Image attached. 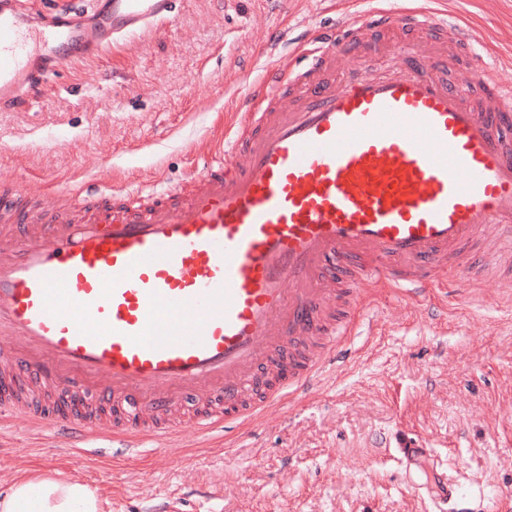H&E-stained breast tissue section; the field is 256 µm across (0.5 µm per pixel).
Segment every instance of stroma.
<instances>
[{
	"label": "stroma",
	"instance_id": "obj_1",
	"mask_svg": "<svg viewBox=\"0 0 512 512\" xmlns=\"http://www.w3.org/2000/svg\"><path fill=\"white\" fill-rule=\"evenodd\" d=\"M475 38L468 68L512 73V0H403ZM363 0H185L170 27L73 63L22 111H0V168L67 189L177 184L225 129L251 81L298 66L313 30ZM348 358L310 393L250 428L136 452L94 442L90 464L45 430L0 431V497L22 479L72 472L100 512H426L441 472L402 468L397 443L436 449L464 493L512 512V293L416 302L369 298Z\"/></svg>",
	"mask_w": 512,
	"mask_h": 512
}]
</instances>
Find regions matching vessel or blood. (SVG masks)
<instances>
[{"label": "vessel or blood", "mask_w": 512, "mask_h": 512, "mask_svg": "<svg viewBox=\"0 0 512 512\" xmlns=\"http://www.w3.org/2000/svg\"><path fill=\"white\" fill-rule=\"evenodd\" d=\"M179 2L36 15L0 0V108L158 32ZM356 27L417 36L378 76ZM471 43L425 8L347 15L299 71H269L184 187L48 193L0 172V416L127 450L229 433L343 359L354 319L337 317L341 296L383 284L425 297L459 273L493 295L512 285V80L494 67L449 77ZM327 67L352 77L319 81ZM431 501L485 512L448 473Z\"/></svg>", "instance_id": "b4317fda"}]
</instances>
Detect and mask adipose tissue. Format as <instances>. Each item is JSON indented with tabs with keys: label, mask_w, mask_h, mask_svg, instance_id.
Returning a JSON list of instances; mask_svg holds the SVG:
<instances>
[{
	"label": "adipose tissue",
	"mask_w": 512,
	"mask_h": 512,
	"mask_svg": "<svg viewBox=\"0 0 512 512\" xmlns=\"http://www.w3.org/2000/svg\"><path fill=\"white\" fill-rule=\"evenodd\" d=\"M95 493L76 480H22L0 498V512H98Z\"/></svg>",
	"instance_id": "adipose-tissue-1"
}]
</instances>
